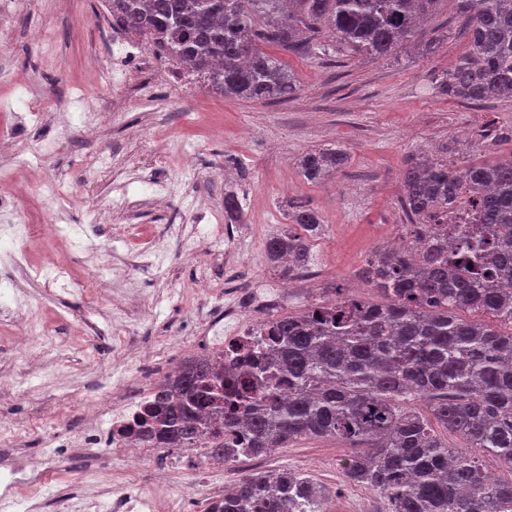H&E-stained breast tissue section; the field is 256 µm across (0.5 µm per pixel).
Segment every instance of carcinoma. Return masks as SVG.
I'll return each instance as SVG.
<instances>
[{
  "mask_svg": "<svg viewBox=\"0 0 512 512\" xmlns=\"http://www.w3.org/2000/svg\"><path fill=\"white\" fill-rule=\"evenodd\" d=\"M113 24L150 36L209 73L216 90L247 100L289 99L293 75L261 48L325 55L340 44L383 59L413 40L439 0H102ZM470 50L448 72V94L470 103L512 99V0H456ZM347 161L341 149L300 159L313 183ZM488 227L450 246L372 252L363 279L386 299L343 288L297 316L270 323L258 355L229 369L188 359L160 384L152 413L160 439L191 448L208 437L233 463L307 437L352 449L345 478L376 491L389 512H512V476H492V457L512 470V160L457 167L437 156L411 161L401 205L415 234L453 224L459 199ZM270 238L283 275L309 262L323 220L307 202ZM471 317L465 318L462 313ZM423 402L427 419L414 403ZM460 438L452 446L436 428ZM249 433L246 447L235 442ZM222 512H323L310 478L291 469L249 474Z\"/></svg>",
  "mask_w": 512,
  "mask_h": 512,
  "instance_id": "1",
  "label": "carcinoma"
}]
</instances>
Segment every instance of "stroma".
Here are the masks:
<instances>
[{
	"mask_svg": "<svg viewBox=\"0 0 512 512\" xmlns=\"http://www.w3.org/2000/svg\"><path fill=\"white\" fill-rule=\"evenodd\" d=\"M113 33L100 0H0V131L14 128L21 113L36 110L25 144L0 155V195L30 172L27 142L49 140L51 150L38 160L69 201L61 219L42 208L37 195L25 203L26 221L58 224L59 248L66 250L83 291L47 290L10 267L0 269V288L24 284L41 303L48 324L64 350L61 366L41 358H15L0 342V370L13 376L16 391L0 394V458L37 457L49 430L84 423L88 394L112 393V380L97 368L112 363V325L130 317L136 346L163 345L175 361L192 349L203 323L252 288L279 284L265 245L288 224L290 203L310 202L324 221L308 264L311 277L295 275L279 307L298 315L333 286L354 288L361 299L380 304L383 296L359 275L366 258L390 237L404 233L402 173L408 159L449 151L455 165L492 162L512 155V101L480 106L449 96L448 71L468 50V34L455 0H440L411 44L396 56L374 60L357 55L321 60L264 50L294 75L298 90L286 101H246L224 97L202 86L182 100L165 73L145 70L169 109L145 112L134 105L136 90L112 82ZM98 115L95 135L85 127L87 113ZM339 148L348 161L325 180L304 179L299 159L311 150ZM172 183L171 197L157 207L144 191L155 172ZM250 202L237 222L246 251L208 238V225L224 216V196ZM127 196L136 224L161 241L159 271L136 270L123 280L112 269L124 265L127 244L105 233L119 222L112 200ZM196 249L186 258L183 245ZM208 274L212 297L197 301L192 288ZM110 293L91 301L99 280ZM159 296L140 307L136 293ZM348 454L332 439L305 438L278 448L264 459V470L294 469L322 490L327 512H386L374 491L353 485L343 475ZM64 476L48 472L52 497L72 500L74 512H110L101 489L87 483L83 468L108 469L106 448H73L60 457Z\"/></svg>",
	"mask_w": 512,
	"mask_h": 512,
	"instance_id": "35a3bbf8",
	"label": "stroma"
}]
</instances>
